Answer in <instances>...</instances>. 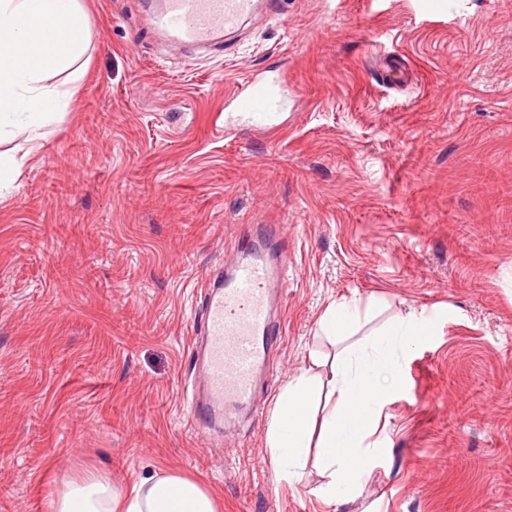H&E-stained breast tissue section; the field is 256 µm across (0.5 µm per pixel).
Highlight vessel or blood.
Listing matches in <instances>:
<instances>
[{
  "label": "vessel or blood",
  "mask_w": 512,
  "mask_h": 512,
  "mask_svg": "<svg viewBox=\"0 0 512 512\" xmlns=\"http://www.w3.org/2000/svg\"><path fill=\"white\" fill-rule=\"evenodd\" d=\"M272 0H153L150 26L166 40L208 47L245 22L261 19ZM238 118H277L288 104L283 76L253 74L229 97ZM285 268L270 250L240 245L239 257L204 283L199 327L193 342L200 384L186 390L188 423L221 430L239 413H258L259 382L269 375L280 344L272 320L281 301Z\"/></svg>",
  "instance_id": "vessel-or-blood-1"
}]
</instances>
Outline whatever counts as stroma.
<instances>
[{
  "mask_svg": "<svg viewBox=\"0 0 512 512\" xmlns=\"http://www.w3.org/2000/svg\"><path fill=\"white\" fill-rule=\"evenodd\" d=\"M71 97L0 191V512H50L74 477L194 478L220 512H512V0H278L207 52L170 49L145 0H81ZM405 68L390 88L380 60ZM282 74L291 103L221 137L227 94ZM278 229L288 286L262 414L185 420L197 288ZM353 340L415 313L350 486L282 478L269 415L326 306ZM359 308L356 302L332 303L320 319V329L326 336L342 341L350 335V330L358 318Z\"/></svg>",
  "mask_w": 512,
  "mask_h": 512,
  "instance_id": "1",
  "label": "stroma"
}]
</instances>
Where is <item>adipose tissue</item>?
<instances>
[{
	"mask_svg": "<svg viewBox=\"0 0 512 512\" xmlns=\"http://www.w3.org/2000/svg\"><path fill=\"white\" fill-rule=\"evenodd\" d=\"M43 25L22 28L30 14ZM89 47L80 0H0V132L22 116L31 133L53 119L67 93L51 80L73 70ZM415 315L401 319L372 348H343L330 360L312 359L289 381L270 414L266 443L287 479L299 478L311 444L320 474L350 484L363 461V441L385 392L376 370L393 371L396 339L420 335ZM52 512H217L209 492L177 475H152L116 490L102 472L69 481L51 501Z\"/></svg>",
	"mask_w": 512,
	"mask_h": 512,
	"instance_id": "obj_1",
	"label": "adipose tissue"
}]
</instances>
